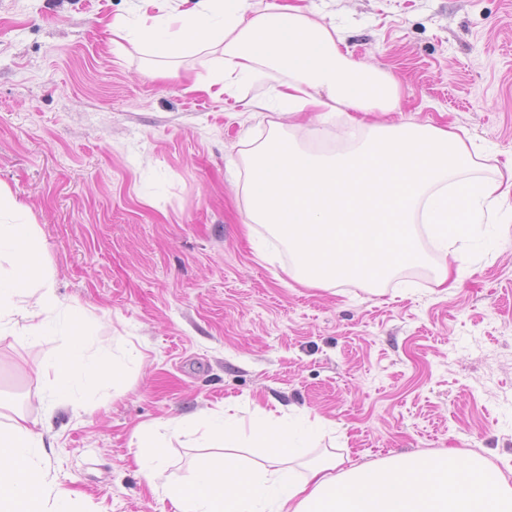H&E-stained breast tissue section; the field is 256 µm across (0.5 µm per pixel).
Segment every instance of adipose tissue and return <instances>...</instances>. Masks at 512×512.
I'll list each match as a JSON object with an SVG mask.
<instances>
[{
    "label": "adipose tissue",
    "instance_id": "ef3b65f1",
    "mask_svg": "<svg viewBox=\"0 0 512 512\" xmlns=\"http://www.w3.org/2000/svg\"><path fill=\"white\" fill-rule=\"evenodd\" d=\"M184 2L136 0L133 12L107 22L113 45L169 59L217 55L219 70L188 77L186 91L218 99L270 80L281 114H310L309 136L343 131L334 147L314 149L298 138L297 125L274 122L262 141H244L231 163L249 222L287 247L295 280L323 290L339 282L376 289L427 261L422 227L450 249L453 262L441 266L437 283L453 288V267L468 261L453 247L457 225L484 224L490 209L512 197V176H474L479 146L430 121L369 122L370 113L395 110L399 83L353 61L341 30L295 0H199L192 9ZM66 313V349L54 368L31 369L51 388L42 401L46 422L59 405H74L72 383L116 381L124 366L106 347L88 349L78 307L53 292L32 213L0 183V335L36 341ZM204 419L224 460L201 463L186 483L164 480L159 442L150 428L139 432L136 464L176 512H512V479L477 453L450 449L356 464L327 451L313 460L314 423L298 428L264 410L245 433L227 411ZM245 441L261 448L258 461L238 456ZM43 446L26 417L0 425V512H75L70 491L45 482Z\"/></svg>",
    "mask_w": 512,
    "mask_h": 512
}]
</instances>
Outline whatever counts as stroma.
Here are the masks:
<instances>
[{
    "label": "stroma",
    "instance_id": "stroma-1",
    "mask_svg": "<svg viewBox=\"0 0 512 512\" xmlns=\"http://www.w3.org/2000/svg\"><path fill=\"white\" fill-rule=\"evenodd\" d=\"M343 30L358 61L399 82L395 111L431 120L512 158V0H301ZM133 0H0V183L28 206L58 297L82 332L126 366L119 383L56 409L42 467L77 512H174L138 472L134 432L236 404L316 416V446L356 462L443 448L512 468V247L473 253L441 294L443 255L386 282L304 288L292 260L244 204L225 162L275 110L257 82L239 97L186 93L116 47L105 20ZM67 326L0 339V413L39 418ZM171 480L216 459L197 437L163 431Z\"/></svg>",
    "mask_w": 512,
    "mask_h": 512
}]
</instances>
